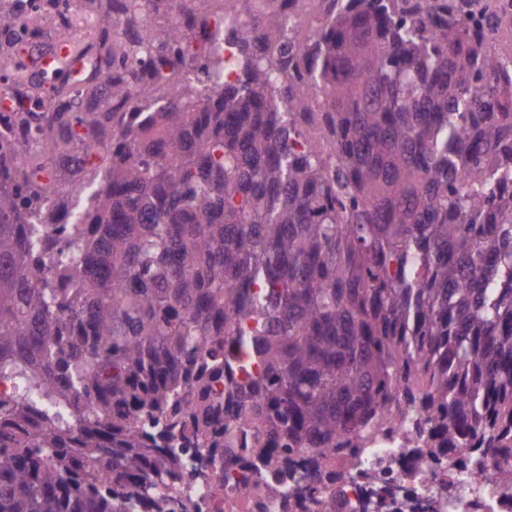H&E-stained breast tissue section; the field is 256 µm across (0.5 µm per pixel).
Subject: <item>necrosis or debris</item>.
<instances>
[{
    "instance_id": "1",
    "label": "necrosis or debris",
    "mask_w": 512,
    "mask_h": 512,
    "mask_svg": "<svg viewBox=\"0 0 512 512\" xmlns=\"http://www.w3.org/2000/svg\"><path fill=\"white\" fill-rule=\"evenodd\" d=\"M384 398L393 409L371 433L363 460L345 448L295 451L287 457L290 479L274 496L272 471L254 470L251 436L240 431L222 450L223 470L183 455L175 491L195 494L201 512H512V495L492 482L497 459L475 467L470 449L445 448L430 427L414 423L404 392L393 388ZM311 486L317 496H309Z\"/></svg>"
}]
</instances>
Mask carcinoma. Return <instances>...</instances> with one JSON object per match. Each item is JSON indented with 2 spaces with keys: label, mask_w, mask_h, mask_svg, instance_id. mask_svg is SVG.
<instances>
[{
  "label": "carcinoma",
  "mask_w": 512,
  "mask_h": 512,
  "mask_svg": "<svg viewBox=\"0 0 512 512\" xmlns=\"http://www.w3.org/2000/svg\"><path fill=\"white\" fill-rule=\"evenodd\" d=\"M0 0V33L70 20ZM207 55L211 0H82L101 112L11 70L0 109V512H193L171 440L241 420L272 467L361 447L391 386L440 438L512 459V61L484 0H338ZM179 4L154 27L146 6ZM323 112L311 111L312 97ZM96 131L81 181L37 179ZM228 376L234 413L210 395ZM224 421V429L216 425ZM137 488L136 494L129 489Z\"/></svg>",
  "instance_id": "obj_1"
}]
</instances>
